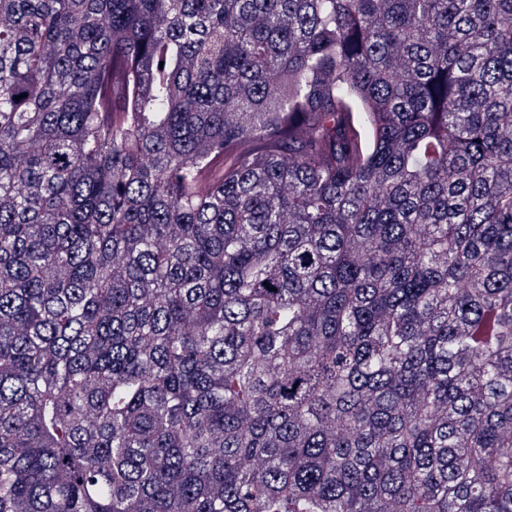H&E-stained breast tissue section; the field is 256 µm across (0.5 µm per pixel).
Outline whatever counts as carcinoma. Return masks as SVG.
<instances>
[{"instance_id": "1", "label": "carcinoma", "mask_w": 512, "mask_h": 512, "mask_svg": "<svg viewBox=\"0 0 512 512\" xmlns=\"http://www.w3.org/2000/svg\"><path fill=\"white\" fill-rule=\"evenodd\" d=\"M0 512H512V0H0Z\"/></svg>"}]
</instances>
